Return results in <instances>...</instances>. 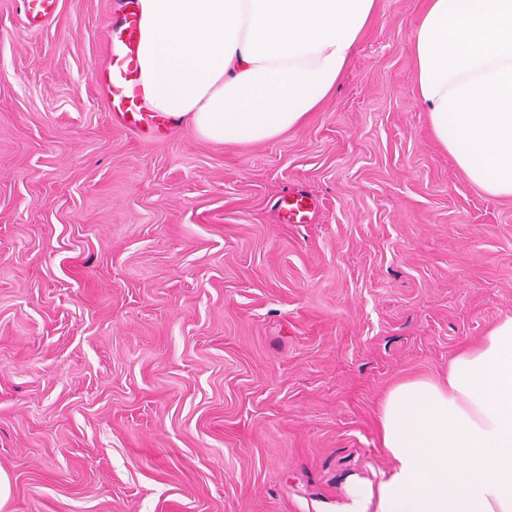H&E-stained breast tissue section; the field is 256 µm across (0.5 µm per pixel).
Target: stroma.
I'll return each instance as SVG.
<instances>
[{"mask_svg":"<svg viewBox=\"0 0 512 512\" xmlns=\"http://www.w3.org/2000/svg\"><path fill=\"white\" fill-rule=\"evenodd\" d=\"M377 0L298 128L214 143L109 112L124 0H0V512H347L392 469L378 411L512 316V199L434 140ZM310 197L307 223L279 203ZM22 11L30 25H39L53 17L57 10V0H19Z\"/></svg>","mask_w":512,"mask_h":512,"instance_id":"stroma-1","label":"stroma"}]
</instances>
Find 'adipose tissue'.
Instances as JSON below:
<instances>
[{"mask_svg":"<svg viewBox=\"0 0 512 512\" xmlns=\"http://www.w3.org/2000/svg\"><path fill=\"white\" fill-rule=\"evenodd\" d=\"M145 96L217 143L301 125L349 67L376 0H138ZM435 141L512 198V0H427L411 35ZM393 469L378 512H512V316L448 382L399 383L379 411Z\"/></svg>","mask_w":512,"mask_h":512,"instance_id":"obj_1","label":"adipose tissue"}]
</instances>
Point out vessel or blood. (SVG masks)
Segmentation results:
<instances>
[{"label": "vessel or blood", "mask_w": 512, "mask_h": 512, "mask_svg": "<svg viewBox=\"0 0 512 512\" xmlns=\"http://www.w3.org/2000/svg\"><path fill=\"white\" fill-rule=\"evenodd\" d=\"M57 4L58 0H19L21 11L32 25L53 17ZM138 37V13L132 10L119 28L111 30L103 63L95 70L93 79L110 111L123 125L158 136L165 128L167 118L153 111L146 101L136 55ZM312 205V200L303 195L283 197L280 209L285 223H306Z\"/></svg>", "instance_id": "b4317fda"}]
</instances>
